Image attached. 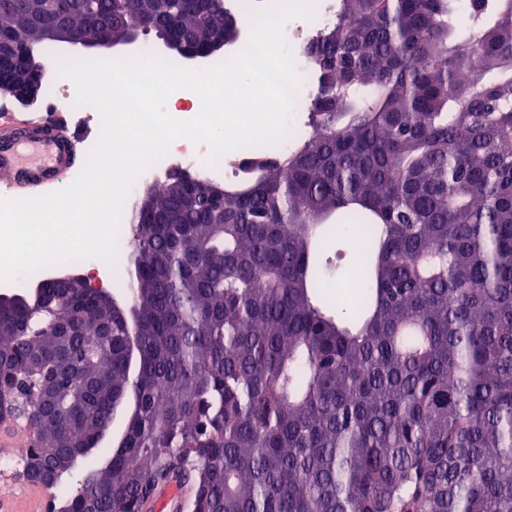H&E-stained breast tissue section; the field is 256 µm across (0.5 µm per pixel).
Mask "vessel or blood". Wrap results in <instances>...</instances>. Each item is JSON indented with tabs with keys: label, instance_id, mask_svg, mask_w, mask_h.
Instances as JSON below:
<instances>
[{
	"label": "vessel or blood",
	"instance_id": "b4317fda",
	"mask_svg": "<svg viewBox=\"0 0 512 512\" xmlns=\"http://www.w3.org/2000/svg\"><path fill=\"white\" fill-rule=\"evenodd\" d=\"M83 131L63 117L35 121L15 113L0 114V175L10 186L59 184L77 164ZM44 488L22 485L0 492V512H43ZM182 488L170 482L157 488L152 512H179Z\"/></svg>",
	"mask_w": 512,
	"mask_h": 512
}]
</instances>
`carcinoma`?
<instances>
[{
	"instance_id": "carcinoma-1",
	"label": "carcinoma",
	"mask_w": 512,
	"mask_h": 512,
	"mask_svg": "<svg viewBox=\"0 0 512 512\" xmlns=\"http://www.w3.org/2000/svg\"><path fill=\"white\" fill-rule=\"evenodd\" d=\"M339 0L310 50L312 134L236 187L169 174L131 211L129 301L96 335L91 292L0 308V422L26 426L24 476L57 485L70 449L132 412L109 467L57 512H512V0ZM69 21L121 43L141 20L215 55L242 18L210 0H0L12 84L48 83ZM477 59L480 65L471 66ZM369 227L357 306L317 302L334 216ZM95 377L89 392L55 355ZM57 380L36 413L32 360ZM182 488L170 482L157 488L150 502L154 512H179L182 502Z\"/></svg>"
}]
</instances>
